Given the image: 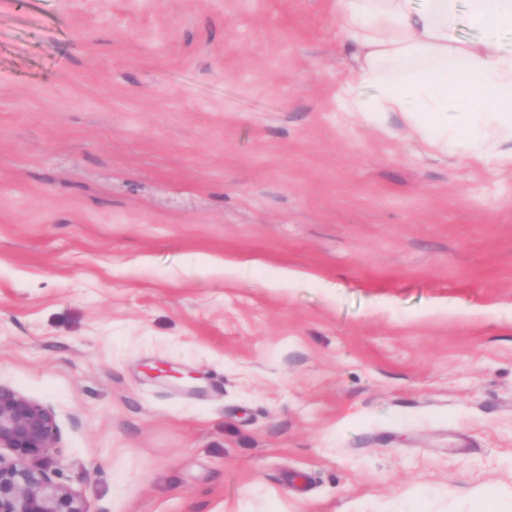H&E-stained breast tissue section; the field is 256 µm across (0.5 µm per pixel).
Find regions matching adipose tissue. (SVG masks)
I'll return each mask as SVG.
<instances>
[{"label": "adipose tissue", "mask_w": 512, "mask_h": 512, "mask_svg": "<svg viewBox=\"0 0 512 512\" xmlns=\"http://www.w3.org/2000/svg\"><path fill=\"white\" fill-rule=\"evenodd\" d=\"M352 66L342 111L401 117L412 141L512 166V0H336ZM478 36H457L460 16Z\"/></svg>", "instance_id": "1"}]
</instances>
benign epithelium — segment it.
<instances>
[{
	"mask_svg": "<svg viewBox=\"0 0 512 512\" xmlns=\"http://www.w3.org/2000/svg\"><path fill=\"white\" fill-rule=\"evenodd\" d=\"M58 438L53 409L0 383V512H93L42 463ZM8 452L11 458L4 457Z\"/></svg>",
	"mask_w": 512,
	"mask_h": 512,
	"instance_id": "obj_1",
	"label": "benign epithelium"
}]
</instances>
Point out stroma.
I'll use <instances>...</instances> for the list:
<instances>
[{
  "instance_id": "1",
  "label": "stroma",
  "mask_w": 512,
  "mask_h": 512,
  "mask_svg": "<svg viewBox=\"0 0 512 512\" xmlns=\"http://www.w3.org/2000/svg\"><path fill=\"white\" fill-rule=\"evenodd\" d=\"M342 42L0 0V383L94 512H512V173L341 112Z\"/></svg>"
}]
</instances>
